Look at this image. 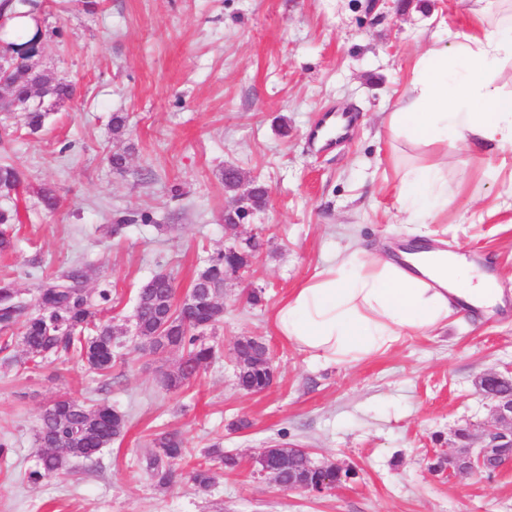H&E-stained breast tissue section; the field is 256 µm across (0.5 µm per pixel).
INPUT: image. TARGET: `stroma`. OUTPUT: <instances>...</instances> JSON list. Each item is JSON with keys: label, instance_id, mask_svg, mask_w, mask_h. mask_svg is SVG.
Segmentation results:
<instances>
[{"label": "stroma", "instance_id": "35a3bbf8", "mask_svg": "<svg viewBox=\"0 0 512 512\" xmlns=\"http://www.w3.org/2000/svg\"><path fill=\"white\" fill-rule=\"evenodd\" d=\"M470 0H65L40 17L47 51L34 58L74 88L42 129L12 121L0 145L27 189L0 195L18 208L14 247L0 280L33 299L43 280L81 264L91 289L112 291L108 315L118 360L109 377L79 360L51 357L24 368L20 345L0 350V512H512V472L448 478L432 457L459 429L479 442L491 404L477 386L512 369V211L498 208L512 158L450 150L445 176L455 201L429 224L400 209L403 172L431 149L395 137L388 124L417 59L439 25L470 27ZM351 122L332 141L315 137L325 113ZM126 116L113 133V114ZM127 156L113 171L112 153ZM235 167L267 185L268 207L247 218L261 247L226 287L216 357L189 384L169 389L163 372L180 354L143 353L133 335L138 289L159 273L185 293L214 253L233 241L223 172ZM53 190L45 208L37 193ZM151 213L120 236L115 214ZM485 212L483 223L473 221ZM175 225L158 233L157 224ZM413 240L464 254L499 280L503 306L458 313L447 327L401 337L351 363H328L280 336L273 315L349 243L396 254ZM262 291L247 302L249 289ZM241 336L264 340L276 378L259 394L239 391L232 353ZM68 396L107 401L128 416L125 435L94 463L33 485L35 433L44 407ZM245 419L249 426L234 429ZM180 431L187 460L158 486L140 468L150 441ZM222 442L241 459L199 493L190 466ZM309 449L319 463L354 469L319 496L285 490L255 462L271 445Z\"/></svg>", "mask_w": 512, "mask_h": 512}]
</instances>
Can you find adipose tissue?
Returning <instances> with one entry per match:
<instances>
[{
	"instance_id": "ef3b65f1",
	"label": "adipose tissue",
	"mask_w": 512,
	"mask_h": 512,
	"mask_svg": "<svg viewBox=\"0 0 512 512\" xmlns=\"http://www.w3.org/2000/svg\"><path fill=\"white\" fill-rule=\"evenodd\" d=\"M512 60L506 0H475L471 28L447 29L419 59L418 77L392 106L389 124L407 140L435 146L438 162L411 168L399 192L410 223L422 224L454 199L443 179L449 147L512 156V92L497 83ZM493 311L496 278L443 250L403 252L401 262L354 251L322 267L277 308V332L328 362L358 361L401 336L447 325L453 299Z\"/></svg>"
}]
</instances>
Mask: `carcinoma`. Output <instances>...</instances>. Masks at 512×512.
<instances>
[{"instance_id": "cac0c4a2", "label": "carcinoma", "mask_w": 512, "mask_h": 512, "mask_svg": "<svg viewBox=\"0 0 512 512\" xmlns=\"http://www.w3.org/2000/svg\"><path fill=\"white\" fill-rule=\"evenodd\" d=\"M19 47L14 41L0 38V68L7 88L0 108L7 120L14 111L22 113L29 130L36 133L47 115L45 98L56 102L68 99L73 88L53 72L34 68L31 57L17 53ZM23 183L22 172L17 167L0 164V186L16 190ZM16 221L18 211L0 210V253L12 249L8 226ZM150 223L152 216L147 212H124L115 218L111 232L119 235L130 224ZM226 273L224 252L219 251L193 279L191 290L196 292L197 300L185 316L177 313L173 302V281L159 280L138 290L134 330L142 350L154 351L149 341L163 327L166 347L182 353L176 371L163 376L166 387L176 389L190 382L214 358L215 346L207 341V333L224 318L220 298ZM86 283V269L75 264L40 288L35 303L31 304L20 297L12 283L0 281V332H11L3 337V348L18 342L35 367L51 356H70L101 376L110 375L115 362V336L112 324L105 321L103 313L112 307V290L102 288L93 293ZM235 377L245 392L257 394L271 386L274 373L246 364L236 367ZM127 422L126 414L106 402L85 403L58 397L40 416L37 437L44 452L39 455L36 467L28 472V480L36 484L65 472L77 460L94 461L101 449L123 435ZM271 454L276 461L277 480L283 488H288L290 482L321 483V473L304 456H290L286 448H273ZM185 456L180 434L162 432L153 438L151 448L144 454L143 470L166 485L175 478L173 466ZM239 467L237 456L225 453L221 444L214 443L205 451V461L194 466L191 479L198 490L205 491L214 483L217 470L233 471Z\"/></svg>"}]
</instances>
